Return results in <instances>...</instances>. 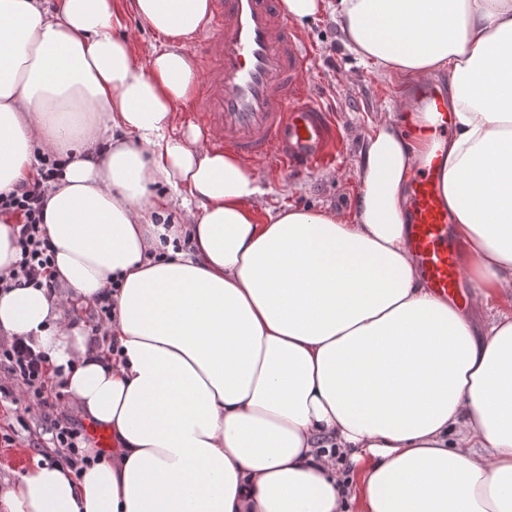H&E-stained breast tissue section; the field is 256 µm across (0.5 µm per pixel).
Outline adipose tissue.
<instances>
[{
	"label": "adipose tissue",
	"mask_w": 512,
	"mask_h": 512,
	"mask_svg": "<svg viewBox=\"0 0 512 512\" xmlns=\"http://www.w3.org/2000/svg\"><path fill=\"white\" fill-rule=\"evenodd\" d=\"M324 6L361 61L446 76L448 223L484 296L512 298V0H281L300 24ZM128 8L143 62L112 0H0V193L63 163L44 221L63 291L0 292V334L114 444L78 474L33 465L0 512H512V311L475 334L404 234L428 114L375 123L351 219L258 222L249 164L173 136L209 0ZM104 295L109 356L67 315ZM116 7L122 14V22L132 31L136 37L139 46V60L146 59V53L154 42L152 33L128 10L125 2L128 0H116Z\"/></svg>",
	"instance_id": "obj_1"
}]
</instances>
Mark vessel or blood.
Returning <instances> with one entry per match:
<instances>
[{
    "instance_id": "1",
    "label": "vessel or blood",
    "mask_w": 512,
    "mask_h": 512,
    "mask_svg": "<svg viewBox=\"0 0 512 512\" xmlns=\"http://www.w3.org/2000/svg\"><path fill=\"white\" fill-rule=\"evenodd\" d=\"M210 29L201 60L204 90L195 104L216 132L209 148L293 176L335 162V128L306 81L312 48L277 0H211ZM420 101L435 117L429 135L446 142L447 96L426 86ZM438 170V157L420 163L405 233L427 290L459 304L467 298L463 264L448 236Z\"/></svg>"
}]
</instances>
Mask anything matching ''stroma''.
Returning a JSON list of instances; mask_svg holds the SVG:
<instances>
[{"instance_id": "stroma-1", "label": "stroma", "mask_w": 512, "mask_h": 512, "mask_svg": "<svg viewBox=\"0 0 512 512\" xmlns=\"http://www.w3.org/2000/svg\"><path fill=\"white\" fill-rule=\"evenodd\" d=\"M315 51L308 76L313 100L328 112L336 126L342 156L333 166H319L294 177L254 166L265 193L258 210H278L286 204L306 208H328L350 215L361 194L357 169L364 158L365 143L372 126L396 111L401 101L416 98V84L406 78L388 76L357 59L345 46L329 10L302 27ZM51 435L40 412L16 419V406L0 401V489L39 461L50 446Z\"/></svg>"}]
</instances>
